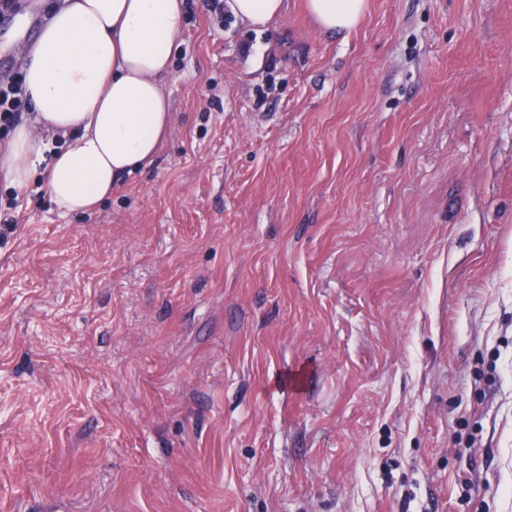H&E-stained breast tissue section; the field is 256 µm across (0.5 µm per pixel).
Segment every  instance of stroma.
<instances>
[{
    "label": "stroma",
    "instance_id": "1",
    "mask_svg": "<svg viewBox=\"0 0 512 512\" xmlns=\"http://www.w3.org/2000/svg\"><path fill=\"white\" fill-rule=\"evenodd\" d=\"M184 9L172 128L0 223V512H512V0ZM211 1L206 4L214 12H219L224 16L225 8L236 18L247 23L251 27H267L272 22L278 20L284 13V0H205ZM368 0H306L307 11L319 30L347 34L356 29L368 9Z\"/></svg>",
    "mask_w": 512,
    "mask_h": 512
}]
</instances>
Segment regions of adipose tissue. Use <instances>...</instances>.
<instances>
[{
	"mask_svg": "<svg viewBox=\"0 0 512 512\" xmlns=\"http://www.w3.org/2000/svg\"><path fill=\"white\" fill-rule=\"evenodd\" d=\"M252 27H267L285 0H224ZM319 30L356 29L368 0H306ZM180 0H60L35 46L24 51V87L32 122L12 131L0 173L27 186L38 169L60 216L91 211L122 177L154 159L170 124L165 90L178 47ZM71 143L45 157L43 134Z\"/></svg>",
	"mask_w": 512,
	"mask_h": 512,
	"instance_id": "adipose-tissue-1",
	"label": "adipose tissue"
}]
</instances>
